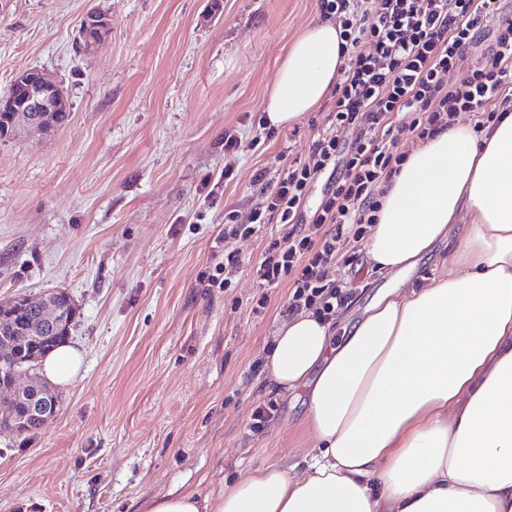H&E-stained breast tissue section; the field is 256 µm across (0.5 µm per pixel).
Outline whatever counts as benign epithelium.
I'll return each instance as SVG.
<instances>
[{
	"label": "benign epithelium",
	"instance_id": "7a95c632",
	"mask_svg": "<svg viewBox=\"0 0 512 512\" xmlns=\"http://www.w3.org/2000/svg\"><path fill=\"white\" fill-rule=\"evenodd\" d=\"M82 27L98 33L97 38L86 45V52L92 53L111 32L112 17L103 9L92 11L82 18ZM13 84L22 90L21 97L17 100L12 97L0 99L1 111L20 113L16 128L9 136L31 128L44 131L54 128L58 122V113L67 100L63 86L48 79L43 72L33 69L16 75ZM59 297L66 300L71 315H76L77 305L63 288L49 292L38 301L32 300L26 294L0 300V313L13 315L20 310L32 309L39 314L42 325L48 330H53L60 323L56 307ZM19 375L20 372L12 371L0 382V390L11 392L8 409L0 413V424H4L6 429L16 434L25 430L28 421L48 420L56 411V407L50 402L53 388L46 381L41 379L36 384L30 381L24 386H19Z\"/></svg>",
	"mask_w": 512,
	"mask_h": 512
}]
</instances>
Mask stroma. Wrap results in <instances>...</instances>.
<instances>
[{"instance_id":"stroma-1","label":"stroma","mask_w":512,"mask_h":512,"mask_svg":"<svg viewBox=\"0 0 512 512\" xmlns=\"http://www.w3.org/2000/svg\"><path fill=\"white\" fill-rule=\"evenodd\" d=\"M94 7L112 32L84 55L75 43ZM320 19L318 0H0V95L38 69L71 105L53 133L0 139V299L67 289L82 356L53 419L0 435V512H143L177 488L303 462L306 396L278 393L263 367L290 290L253 276L284 228L228 238L224 214L264 207L255 171L283 176L334 119L328 102L271 140L258 124L290 44ZM228 131L245 143L232 162ZM454 247L398 277L356 243L328 270L347 292L335 335L381 288L448 274ZM228 250L243 261L234 288L204 287ZM271 399L276 417L252 431Z\"/></svg>"}]
</instances>
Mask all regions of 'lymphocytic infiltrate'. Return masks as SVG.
<instances>
[{"label": "lymphocytic infiltrate", "mask_w": 512, "mask_h": 512, "mask_svg": "<svg viewBox=\"0 0 512 512\" xmlns=\"http://www.w3.org/2000/svg\"><path fill=\"white\" fill-rule=\"evenodd\" d=\"M502 8L503 0H319L321 14L338 18L352 49L336 84V128L324 131L307 161L289 165L276 183H269L268 169L256 171L253 184L272 190L266 207L247 223L234 212L224 214L234 237L252 236L268 224L288 227L255 267L260 287L288 284L290 308L333 319L345 291L328 280L327 270L375 223L382 185L406 159L395 148L399 136L427 139L454 125L462 112L476 113L479 132L498 113L512 112V19ZM490 26L493 44L470 61V47ZM364 41L371 53H354ZM460 68L463 79L444 82V74ZM340 129L354 134L349 149L341 147ZM336 166L342 174L334 188L306 215L309 188Z\"/></svg>", "instance_id": "lymphocytic-infiltrate-1"}]
</instances>
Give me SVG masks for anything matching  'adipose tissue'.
I'll return each mask as SVG.
<instances>
[{"label":"adipose tissue","mask_w":512,"mask_h":512,"mask_svg":"<svg viewBox=\"0 0 512 512\" xmlns=\"http://www.w3.org/2000/svg\"><path fill=\"white\" fill-rule=\"evenodd\" d=\"M340 32L314 23L293 41L267 126L330 97L345 62ZM457 231L448 275L384 292L341 342L313 311L281 322L267 378L307 392L304 468L176 489L145 512H512V112L482 133L452 126L412 149L384 188L366 256L381 273L409 271ZM81 363L62 344L42 369L66 385Z\"/></svg>","instance_id":"obj_1"}]
</instances>
